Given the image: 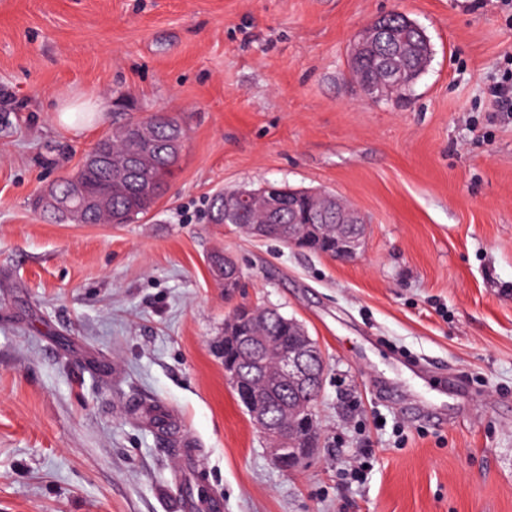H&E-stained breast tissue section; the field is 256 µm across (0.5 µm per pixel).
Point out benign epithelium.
I'll use <instances>...</instances> for the list:
<instances>
[{
	"label": "benign epithelium",
	"mask_w": 512,
	"mask_h": 512,
	"mask_svg": "<svg viewBox=\"0 0 512 512\" xmlns=\"http://www.w3.org/2000/svg\"><path fill=\"white\" fill-rule=\"evenodd\" d=\"M386 25L378 18L367 25L354 39L350 56L355 61L368 57H377L385 37ZM418 46L412 43L395 44L386 56L379 61L378 75L381 81L376 85L364 86V91L371 98H389L404 84L409 68V61L417 53ZM135 136L140 143V153L132 158L135 166L146 173L153 165V147L155 129L149 124L139 126ZM271 189L260 191L238 189L224 192V223H238L239 213L243 207L255 202L265 205L271 216H276V206L268 197ZM309 197H318L322 203L321 209L315 214L313 222L320 230H328V225L334 224L336 232V258L354 260L360 252L364 224L356 209L343 203L338 197L325 193L311 191ZM77 199L87 207L105 208L108 205L104 196L91 197L85 187L77 181L72 182L68 192L60 196L55 184H50L43 192V202L46 206L58 209L66 205L69 199ZM295 334L304 338L303 343L292 346L277 357V371L271 381L273 388L288 389L295 401L283 406L288 414H299L303 396L321 392L324 378V357L317 342L309 336L304 326L297 320H292ZM224 332L229 339L236 343L238 353L235 359L224 363V373L233 383L241 380L247 373L260 378L264 365V354L259 341L240 325L231 321L224 324ZM243 404L252 423L265 436L269 444V452L274 462L286 471L294 470L311 457L312 448L285 447L282 430L271 417V400L267 396L248 394Z\"/></svg>",
	"instance_id": "7a95c632"
}]
</instances>
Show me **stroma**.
Returning a JSON list of instances; mask_svg holds the SVG:
<instances>
[{
	"instance_id": "stroma-1",
	"label": "stroma",
	"mask_w": 512,
	"mask_h": 512,
	"mask_svg": "<svg viewBox=\"0 0 512 512\" xmlns=\"http://www.w3.org/2000/svg\"><path fill=\"white\" fill-rule=\"evenodd\" d=\"M391 11L432 47L398 103L349 68ZM511 54L499 0H0V512H176L184 436L224 512H512V112L488 94ZM75 98L91 123H62ZM147 110L187 132L148 214L37 208ZM269 183L349 201L359 257L212 223L217 194ZM241 303L324 354L319 448L291 472L218 355ZM151 399L179 430L127 414ZM420 400L447 422L411 417Z\"/></svg>"
}]
</instances>
